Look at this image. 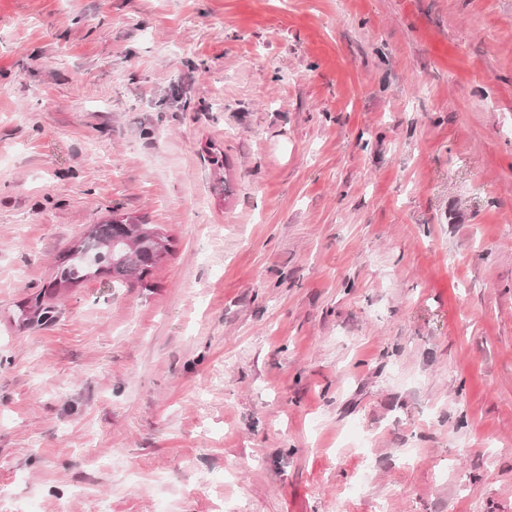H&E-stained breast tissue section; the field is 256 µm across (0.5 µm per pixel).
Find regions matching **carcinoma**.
Segmentation results:
<instances>
[{
    "label": "carcinoma",
    "mask_w": 512,
    "mask_h": 512,
    "mask_svg": "<svg viewBox=\"0 0 512 512\" xmlns=\"http://www.w3.org/2000/svg\"><path fill=\"white\" fill-rule=\"evenodd\" d=\"M127 238L133 240V245L125 242ZM167 242L147 224L116 220L96 224L58 268L51 287L86 279L93 264L106 266L120 280L140 281L169 252Z\"/></svg>",
    "instance_id": "obj_1"
}]
</instances>
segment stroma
<instances>
[{
  "instance_id": "obj_1",
  "label": "stroma",
  "mask_w": 512,
  "mask_h": 512,
  "mask_svg": "<svg viewBox=\"0 0 512 512\" xmlns=\"http://www.w3.org/2000/svg\"><path fill=\"white\" fill-rule=\"evenodd\" d=\"M1 487L512 512V0H0ZM148 230L152 231L151 235L145 233ZM125 238H133V248L125 242ZM166 242L168 239L148 224L112 220L94 225L67 261L58 268L50 287L86 279L90 274L88 268L93 264L105 265L108 272H112V277L120 280L140 281L169 252Z\"/></svg>"
}]
</instances>
